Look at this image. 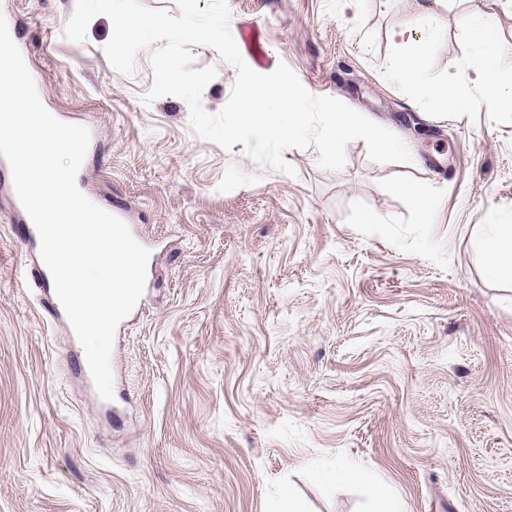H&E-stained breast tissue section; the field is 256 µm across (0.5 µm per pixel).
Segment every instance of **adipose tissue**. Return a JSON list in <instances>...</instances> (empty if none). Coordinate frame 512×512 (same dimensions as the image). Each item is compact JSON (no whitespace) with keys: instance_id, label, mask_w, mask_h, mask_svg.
I'll list each match as a JSON object with an SVG mask.
<instances>
[{"instance_id":"obj_1","label":"adipose tissue","mask_w":512,"mask_h":512,"mask_svg":"<svg viewBox=\"0 0 512 512\" xmlns=\"http://www.w3.org/2000/svg\"><path fill=\"white\" fill-rule=\"evenodd\" d=\"M465 23L474 37V46L482 56V63L475 74L481 88L478 99L461 95L456 87L426 83L418 57L397 56L391 75L397 80L419 86L423 98L437 101L448 109L471 107L473 102L489 106L512 100V85L501 80L498 70L496 34L481 8H473L465 17ZM476 250L482 255L486 272L493 277L512 278V224L502 222L496 214H488L485 224L474 240ZM320 477L328 483L343 479L360 483L366 493L378 502L380 512H404L398 499L391 496L379 483L365 473L350 467H334L321 471Z\"/></svg>"}]
</instances>
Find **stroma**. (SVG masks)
<instances>
[{
	"label": "stroma",
	"instance_id": "obj_1",
	"mask_svg": "<svg viewBox=\"0 0 512 512\" xmlns=\"http://www.w3.org/2000/svg\"><path fill=\"white\" fill-rule=\"evenodd\" d=\"M349 2L228 0L250 68L286 63L412 154L376 163L354 140L329 171L315 147L290 148L291 177L196 136L179 97L144 104L150 53L116 71L108 17L72 42L75 0H0L46 109L94 131L87 188L150 245L141 305L114 337L108 415L0 193V512H281L289 496L303 512H377L359 483L316 477L336 465L405 512H512V281L488 277L473 245L487 213L512 219V112L422 105L390 75L406 29L431 81L478 96L469 0H440L434 39L417 0ZM482 8L511 81L512 0ZM191 52L216 70L201 103L218 112L236 70ZM403 184L437 198L430 223ZM319 476L327 483L349 479L360 483L366 493L380 505L379 512H404L398 499L391 496L379 483L365 473L350 467H334L319 471Z\"/></svg>",
	"mask_w": 512,
	"mask_h": 512
}]
</instances>
